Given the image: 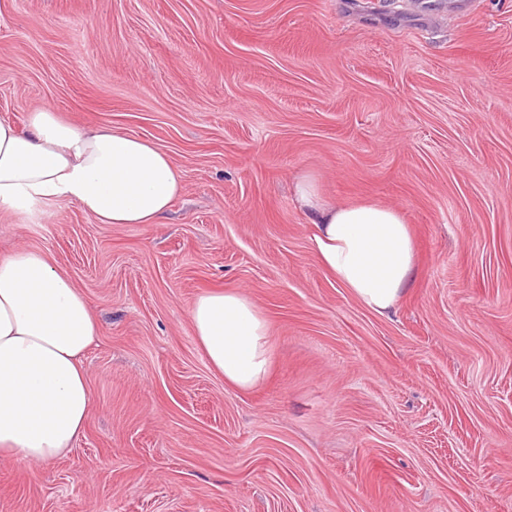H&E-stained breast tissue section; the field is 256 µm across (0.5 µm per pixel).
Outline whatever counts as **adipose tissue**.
Wrapping results in <instances>:
<instances>
[{
  "label": "adipose tissue",
  "mask_w": 512,
  "mask_h": 512,
  "mask_svg": "<svg viewBox=\"0 0 512 512\" xmlns=\"http://www.w3.org/2000/svg\"><path fill=\"white\" fill-rule=\"evenodd\" d=\"M183 173L150 141L110 127H77L52 107L25 126L0 121V208L26 212L68 200L105 224H157L182 189ZM312 215L322 268L369 310L395 312L417 277L412 235L398 208L331 203L313 177L294 185ZM198 344L225 382L250 390L272 361L269 324L233 290L199 294L190 308ZM100 323L81 291L38 251L0 258V457L38 468L82 434L92 400L83 357Z\"/></svg>",
  "instance_id": "1"
}]
</instances>
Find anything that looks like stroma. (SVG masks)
I'll use <instances>...</instances> for the list:
<instances>
[{
    "label": "stroma",
    "instance_id": "35a3bbf8",
    "mask_svg": "<svg viewBox=\"0 0 512 512\" xmlns=\"http://www.w3.org/2000/svg\"><path fill=\"white\" fill-rule=\"evenodd\" d=\"M48 105L172 155L159 224L0 210L101 324L73 448L0 459V512H512V0H0V121ZM399 208L395 313L321 267L292 198ZM238 289L270 325L250 391L189 311Z\"/></svg>",
    "mask_w": 512,
    "mask_h": 512
}]
</instances>
